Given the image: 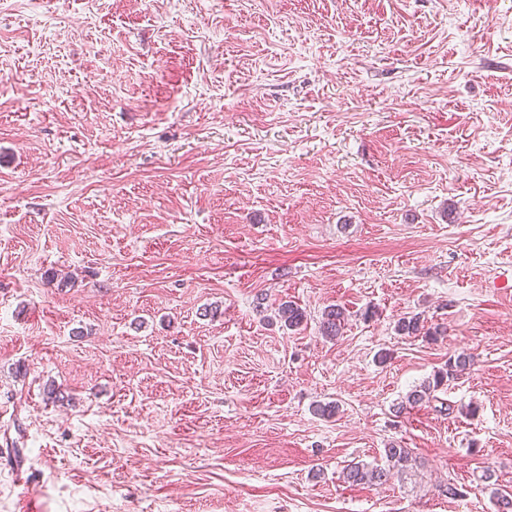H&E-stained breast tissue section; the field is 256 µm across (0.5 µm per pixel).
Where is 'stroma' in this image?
<instances>
[{
  "mask_svg": "<svg viewBox=\"0 0 512 512\" xmlns=\"http://www.w3.org/2000/svg\"><path fill=\"white\" fill-rule=\"evenodd\" d=\"M393 441L414 469L344 481ZM486 471L512 0H0V512H497ZM277 316L289 330H298L308 322L305 309L292 301L280 303L277 308ZM319 320V332L322 336L335 339L341 336L346 325L348 315L346 310L339 305L327 306L322 312ZM422 314H413L410 316L401 317L397 322V331L400 335L404 336H428L429 338H436L440 336L443 331L440 328L431 330V327L426 328V321L421 318Z\"/></svg>",
  "mask_w": 512,
  "mask_h": 512,
  "instance_id": "1",
  "label": "stroma"
}]
</instances>
